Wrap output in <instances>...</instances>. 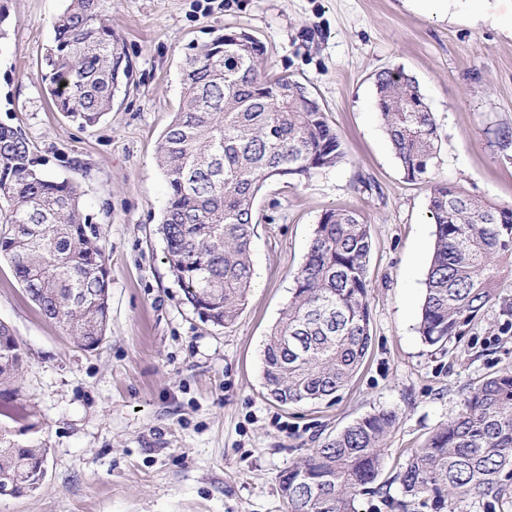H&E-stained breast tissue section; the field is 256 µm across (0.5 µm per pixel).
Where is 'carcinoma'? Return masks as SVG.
I'll return each instance as SVG.
<instances>
[{
    "label": "carcinoma",
    "instance_id": "obj_1",
    "mask_svg": "<svg viewBox=\"0 0 512 512\" xmlns=\"http://www.w3.org/2000/svg\"><path fill=\"white\" fill-rule=\"evenodd\" d=\"M41 80L57 111L82 125L108 112L129 86L132 63L102 0H70L52 21ZM226 31L195 48L182 67L184 95L158 143L169 187L159 225L169 270L205 321L239 317L253 279L255 200L266 183L308 178L345 160L343 140L308 87L267 65L266 48ZM377 108L410 181L430 186L436 225L419 333L444 346L500 298L512 276V206L474 197L435 178L441 136L418 81L402 69L375 75ZM22 129L0 124V258L32 302L84 348L105 334L110 271L98 225L68 180H53ZM370 225L354 210L325 212L294 275L288 305L268 336L262 380L282 405L333 399L371 347L367 267ZM26 358L0 322V386ZM0 425V481H34L48 448L34 425ZM393 410H378L313 449L279 480L288 512H355V492L382 473ZM512 475V370L483 377L459 411L413 448L398 478L405 496L453 501L498 490Z\"/></svg>",
    "mask_w": 512,
    "mask_h": 512
}]
</instances>
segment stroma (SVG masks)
<instances>
[{
    "mask_svg": "<svg viewBox=\"0 0 512 512\" xmlns=\"http://www.w3.org/2000/svg\"><path fill=\"white\" fill-rule=\"evenodd\" d=\"M67 0H7L0 23V124L21 128L54 179L75 182L99 226L110 271L109 322L78 346L27 298L0 261V322L26 352L0 413L23 408L48 448L47 477L0 512H288L282 471L381 409L396 411L385 468L357 512H404L395 474L408 449L447 423L484 376L512 367V280L447 346L418 332L435 227L429 186L410 182L376 107L375 75L414 76L441 141L436 177L512 205V0H111L133 66L111 112L83 126L41 88L51 20ZM243 29L274 72L306 84L340 133L346 160L303 180H272L256 200L254 278L236 323L202 321L165 261L168 201L159 137L183 96L193 47ZM370 189H362L361 181ZM370 224L372 345L336 401L282 405L262 384V350L328 210ZM414 512H512L500 491L427 501Z\"/></svg>",
    "mask_w": 512,
    "mask_h": 512,
    "instance_id": "obj_1",
    "label": "stroma"
}]
</instances>
